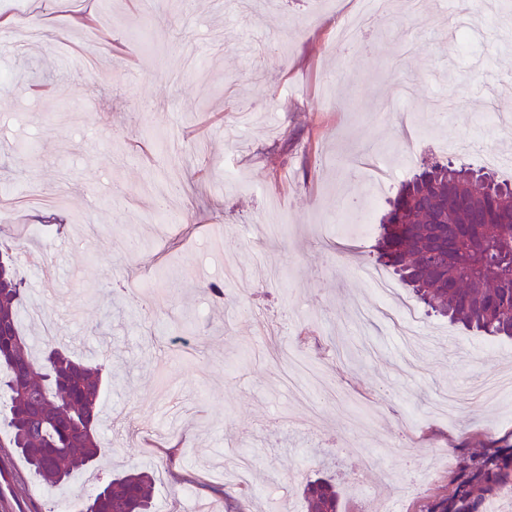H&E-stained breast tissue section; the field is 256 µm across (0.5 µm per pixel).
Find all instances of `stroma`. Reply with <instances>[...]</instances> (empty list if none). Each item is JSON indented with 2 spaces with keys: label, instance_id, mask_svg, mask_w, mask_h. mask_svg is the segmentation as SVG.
I'll list each match as a JSON object with an SVG mask.
<instances>
[{
  "label": "stroma",
  "instance_id": "35a3bbf8",
  "mask_svg": "<svg viewBox=\"0 0 512 512\" xmlns=\"http://www.w3.org/2000/svg\"><path fill=\"white\" fill-rule=\"evenodd\" d=\"M327 0H0V240L45 332L104 356L114 378L97 467L63 486L0 448V512H55L143 471L151 512H305L324 472L342 512H419L480 443L512 445V340L427 315L419 334L353 319L381 306L371 225L422 158L481 142L512 111V0H396L372 57L336 38ZM122 69L100 80L106 51ZM97 99L83 116L72 95ZM178 179L162 226L157 196ZM278 208L288 233L247 228ZM91 231L74 242L72 225ZM224 286L223 299L204 292Z\"/></svg>",
  "mask_w": 512,
  "mask_h": 512
}]
</instances>
